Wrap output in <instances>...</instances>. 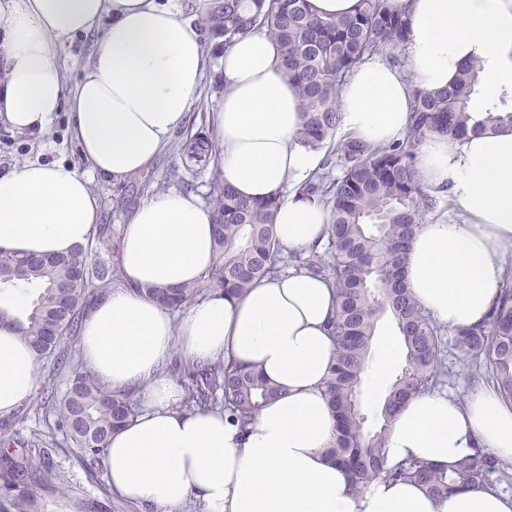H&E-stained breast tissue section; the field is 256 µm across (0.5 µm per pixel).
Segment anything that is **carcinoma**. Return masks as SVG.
<instances>
[{
	"instance_id": "obj_1",
	"label": "carcinoma",
	"mask_w": 512,
	"mask_h": 512,
	"mask_svg": "<svg viewBox=\"0 0 512 512\" xmlns=\"http://www.w3.org/2000/svg\"><path fill=\"white\" fill-rule=\"evenodd\" d=\"M202 29L209 33L211 52L230 46L248 30L269 32L302 98L297 141L318 149L334 139L337 106L348 74L367 55L394 58L404 42L405 18L389 0H360L354 15L329 19L314 16L307 0H211ZM480 81L481 66L472 63L448 88L415 93L412 124L400 142L336 143L343 175L332 179L324 172L301 185L304 194L330 206L326 254L312 247L283 256L274 224L279 200L237 196L214 169L209 185L215 265L191 285L144 289L161 306L179 310L214 291L241 294L254 280L292 267L329 281L338 306L329 321L336 359L324 386L336 423V439L327 457L344 469L357 493L378 478L415 480L433 494L448 495L499 485L512 477L511 465L481 448L446 466L411 459L387 468L384 456L398 409L414 396L439 388L450 348L483 370L502 400L512 403V275L484 322L457 328L450 336L416 302L403 280L410 242L436 205L416 169L421 140L429 134L457 139L512 128V92L504 90L483 111L473 110ZM29 258L0 252V292L35 290L25 310L9 319L0 310V320L8 319L38 355L52 360V374L43 380L31 409L55 411L57 430L79 458L103 457L112 433L137 414L138 405L134 392L114 391L86 367L73 363L70 340L89 308L124 284L120 267L92 261L87 248L45 257L39 264ZM384 316L396 328L403 362L390 375L382 403L371 410L364 404L363 386L377 325ZM59 374L66 376L61 396ZM170 377L183 389L181 411L224 410L244 431L280 393L256 372L233 362H176ZM55 446L52 440L25 437L9 424L0 429V481L16 492L15 512H55L69 496L49 464L47 448Z\"/></svg>"
}]
</instances>
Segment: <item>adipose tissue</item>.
<instances>
[{
    "label": "adipose tissue",
    "instance_id": "adipose-tissue-1",
    "mask_svg": "<svg viewBox=\"0 0 512 512\" xmlns=\"http://www.w3.org/2000/svg\"><path fill=\"white\" fill-rule=\"evenodd\" d=\"M406 16V67L366 58L350 74L339 129L389 144L405 137L415 91L448 87L479 62L492 91L512 87V0H391ZM95 35L80 82L68 89L59 48ZM224 90L210 117L218 170L240 196L279 198L276 241L285 252L322 245L328 207L300 184L321 162L302 147L300 93L278 47L262 32L235 38L221 58ZM207 50L178 0H0V128L45 135L71 114L77 164L25 161L0 173V251L68 254L88 245L101 200L93 176L120 183L146 174L184 128L205 77ZM417 171L447 194L453 213L425 219L404 267L420 306L448 328L480 324L512 269V129L455 140L428 135ZM214 212L198 192L142 200L120 241L123 287L88 312L80 333L86 366L115 390H136L141 411L105 453L112 491L140 512H512V493L474 488L446 496L378 480L353 493L326 450L335 423L322 385L336 356L327 323L334 288L288 270L240 296L216 292L181 319L143 295L149 286L198 280L215 262ZM210 364L227 358L283 391L248 432L220 411L184 413L179 386L160 374L173 350ZM38 357L0 324V417L29 399ZM485 448L512 462V405L480 385L459 399L417 396L388 432L386 463L448 465Z\"/></svg>",
    "mask_w": 512,
    "mask_h": 512
}]
</instances>
